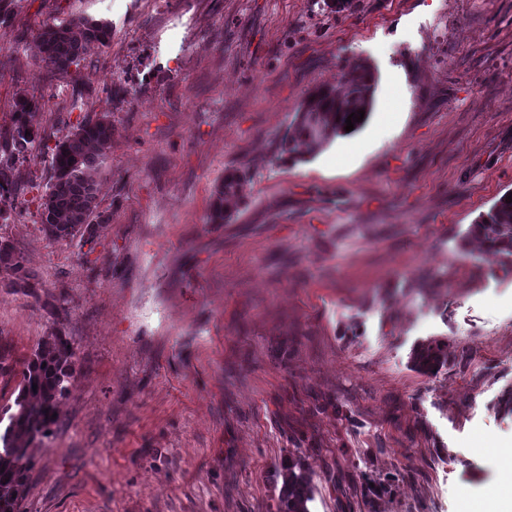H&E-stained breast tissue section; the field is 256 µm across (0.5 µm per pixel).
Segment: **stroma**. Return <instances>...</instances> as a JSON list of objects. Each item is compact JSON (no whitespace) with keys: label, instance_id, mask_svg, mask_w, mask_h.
I'll return each mask as SVG.
<instances>
[{"label":"stroma","instance_id":"1","mask_svg":"<svg viewBox=\"0 0 512 512\" xmlns=\"http://www.w3.org/2000/svg\"><path fill=\"white\" fill-rule=\"evenodd\" d=\"M82 18L110 41L66 72L34 57ZM0 60V127L21 98L48 149L112 123L93 242L45 234L47 152L0 201L38 283L0 281V407L42 339L74 351L22 512H277L294 461L311 512L497 491L475 446L512 442V263L467 232L512 192V0H0ZM357 63L365 123L288 157L310 92ZM244 175L238 170L228 171L220 184L209 216L210 223L222 224L230 218L231 206L236 201ZM448 362V344L429 342L420 345L413 354V365L423 373H434Z\"/></svg>","mask_w":512,"mask_h":512}]
</instances>
